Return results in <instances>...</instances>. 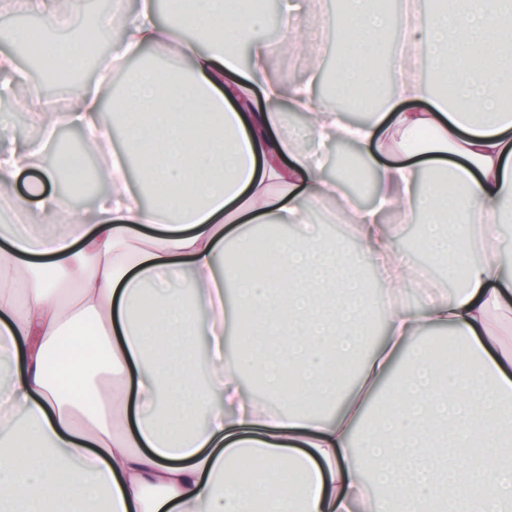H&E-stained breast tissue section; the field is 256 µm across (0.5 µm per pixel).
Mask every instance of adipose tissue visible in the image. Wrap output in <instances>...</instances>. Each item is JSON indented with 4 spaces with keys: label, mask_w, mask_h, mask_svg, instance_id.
Listing matches in <instances>:
<instances>
[{
    "label": "adipose tissue",
    "mask_w": 512,
    "mask_h": 512,
    "mask_svg": "<svg viewBox=\"0 0 512 512\" xmlns=\"http://www.w3.org/2000/svg\"><path fill=\"white\" fill-rule=\"evenodd\" d=\"M15 6L54 37L84 0ZM345 14L337 36L352 52L336 83L357 98L388 22L366 0ZM116 27V57L148 51L159 66L129 71L107 100L74 86L71 112L32 97L46 132L78 126L98 156L118 120L108 191L87 215L60 193L0 198L25 218L0 226V512H512V0L420 14L405 40L456 92L393 64L385 109L366 122L270 71L287 46L317 51L294 12L277 42L261 13L228 17L222 0L165 22L147 4L102 13L81 39ZM287 110L304 114L315 149L299 148ZM342 143L374 172L371 203L324 174L321 147ZM43 156L37 143L0 149V187L33 168L60 181ZM39 211L64 230L42 229ZM317 214L349 225L358 252L326 249ZM405 224L421 225L432 259L462 256L460 288L419 286L397 245ZM256 227L277 261L244 277L225 248L249 251ZM145 284L156 312L135 328ZM376 315L383 334L368 347ZM428 329L449 331L457 362L437 366L417 345ZM65 343L98 356L60 365ZM346 361L358 372L344 388ZM244 457L269 473L264 487L234 479Z\"/></svg>",
    "instance_id": "ef3b65f1"
}]
</instances>
